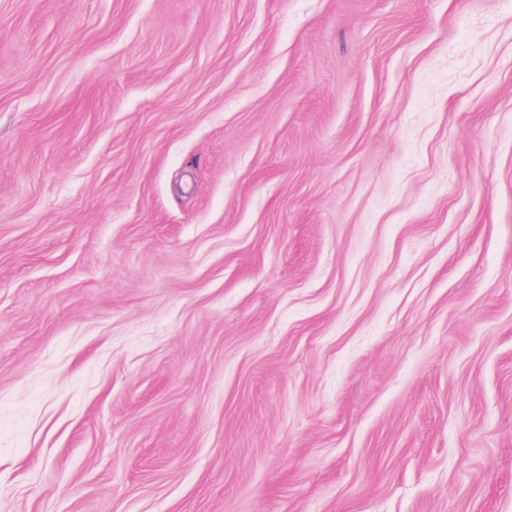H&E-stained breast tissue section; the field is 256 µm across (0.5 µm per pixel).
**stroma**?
<instances>
[{"mask_svg": "<svg viewBox=\"0 0 512 512\" xmlns=\"http://www.w3.org/2000/svg\"><path fill=\"white\" fill-rule=\"evenodd\" d=\"M0 512H512V0H0Z\"/></svg>", "mask_w": 512, "mask_h": 512, "instance_id": "35a3bbf8", "label": "stroma"}]
</instances>
